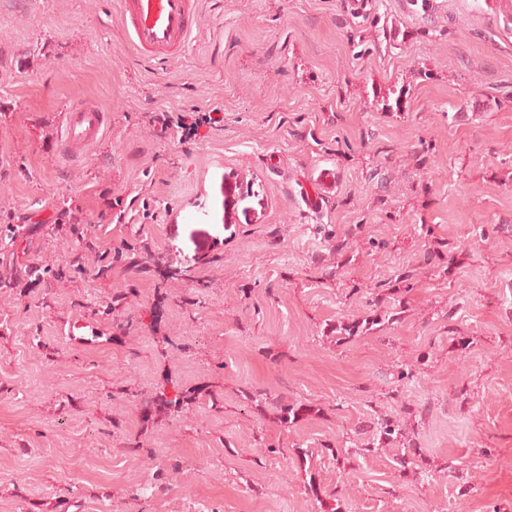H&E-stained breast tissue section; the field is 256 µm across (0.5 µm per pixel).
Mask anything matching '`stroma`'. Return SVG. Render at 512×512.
<instances>
[{
	"instance_id": "stroma-1",
	"label": "stroma",
	"mask_w": 512,
	"mask_h": 512,
	"mask_svg": "<svg viewBox=\"0 0 512 512\" xmlns=\"http://www.w3.org/2000/svg\"><path fill=\"white\" fill-rule=\"evenodd\" d=\"M437 3L200 0L147 61L119 0H0V512H512V0ZM76 97L110 125L68 162ZM384 416L414 465L359 453ZM326 180L329 182L326 183ZM314 182L317 186L315 191L311 194L306 192L302 198L309 211L319 212L332 196L331 192L336 189V171L331 168H323L314 178ZM377 325H379L377 327ZM384 324H382V320H368L366 319V323L361 324V322L358 323H348V325L340 324L338 328L336 327V332L339 331L340 336H336L337 341L340 340H353L356 337H359L367 332L370 331H380L382 330Z\"/></svg>"
}]
</instances>
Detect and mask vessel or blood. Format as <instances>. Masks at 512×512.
Returning a JSON list of instances; mask_svg holds the SVG:
<instances>
[{
    "label": "vessel or blood",
    "instance_id": "b4317fda",
    "mask_svg": "<svg viewBox=\"0 0 512 512\" xmlns=\"http://www.w3.org/2000/svg\"><path fill=\"white\" fill-rule=\"evenodd\" d=\"M202 22L195 0H122L121 23L129 44L141 56L158 58L182 52ZM110 122L107 112L74 99L61 120L47 125L58 154L73 160L103 141ZM336 172L321 169L314 192L304 194L309 211H321L336 189Z\"/></svg>",
    "mask_w": 512,
    "mask_h": 512
}]
</instances>
